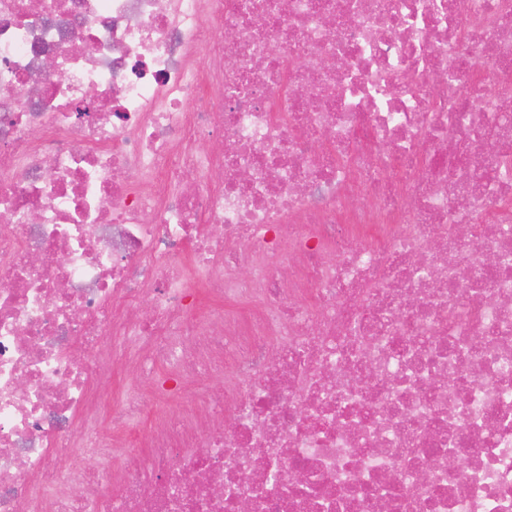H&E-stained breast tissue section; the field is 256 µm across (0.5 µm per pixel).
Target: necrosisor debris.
Masks as SVG:
<instances>
[{
  "label": "necrosis or debris",
  "mask_w": 512,
  "mask_h": 512,
  "mask_svg": "<svg viewBox=\"0 0 512 512\" xmlns=\"http://www.w3.org/2000/svg\"><path fill=\"white\" fill-rule=\"evenodd\" d=\"M242 499L512 512V0H0V512Z\"/></svg>",
  "instance_id": "obj_1"
}]
</instances>
